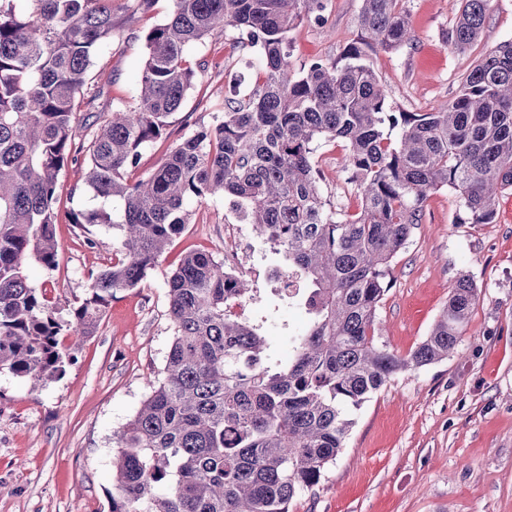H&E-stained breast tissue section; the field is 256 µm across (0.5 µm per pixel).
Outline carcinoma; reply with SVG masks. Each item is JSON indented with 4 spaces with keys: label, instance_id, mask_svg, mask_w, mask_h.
<instances>
[{
    "label": "carcinoma",
    "instance_id": "obj_1",
    "mask_svg": "<svg viewBox=\"0 0 512 512\" xmlns=\"http://www.w3.org/2000/svg\"><path fill=\"white\" fill-rule=\"evenodd\" d=\"M359 41L340 61L292 66L291 32L322 18L326 0H171L145 35L140 90L129 106L97 105L87 79L117 28L112 0H0V373L43 385L60 378L116 293L137 287L190 223V205L228 197L255 234L280 243L305 283L310 321L278 356L265 325L227 313L248 280L209 252L185 255L166 281L173 340L162 377L114 433L111 512H289L336 460L358 407L394 376L456 350L476 302L463 276L429 335L401 356L375 341L394 258L430 193L452 189L461 222L492 224L512 188V40L483 56L456 98L435 112H396L365 49L411 40L402 0H361ZM449 46L479 38L490 0H462ZM234 29L259 48L261 69L214 124L130 180L142 147L162 138L198 73L187 49ZM99 121L76 141L77 114ZM346 142L359 212L337 216L320 188L321 139ZM87 162L86 183L120 198L114 216L74 224L119 231L112 264L60 321L32 287L30 261L56 265L57 182Z\"/></svg>",
    "mask_w": 512,
    "mask_h": 512
}]
</instances>
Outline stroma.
Masks as SVG:
<instances>
[{
    "mask_svg": "<svg viewBox=\"0 0 512 512\" xmlns=\"http://www.w3.org/2000/svg\"><path fill=\"white\" fill-rule=\"evenodd\" d=\"M170 0L121 23L90 69L115 106L137 95L146 57L144 36L163 22ZM361 0H328L325 17L291 34V61H337L360 34ZM412 31L399 49L370 52L369 62L398 112H432L459 93L479 58L512 38V0H491L479 41L453 51L448 32L461 0H404ZM190 64L208 62L163 138L141 150L134 177L151 172L189 132L213 123L232 98L227 80L258 72L256 47L229 29L186 52ZM344 141L324 140L315 157L328 208L360 210L362 199L344 168ZM85 167L66 166L58 178L56 269L31 263L34 287L59 298V317L85 298L90 273L110 264L117 237L101 224H72L74 213L120 209V200L93 197ZM450 189L432 193L420 224L395 258L391 286L377 307V343L408 355L428 335L463 276L477 301L467 331L448 359L396 376L360 407L335 462L319 483L296 496L290 512H512V190L496 200L491 224H464ZM238 218L227 198L193 207L191 224L173 238L142 283L117 293L99 328L87 337L65 374L39 388L0 374V512H111L114 433L135 414L164 367L173 328L166 280L189 251L224 257L228 227ZM96 239L88 247L87 239ZM273 314L268 333L278 354L291 345L282 326H307L294 307L255 304L249 319Z\"/></svg>",
    "mask_w": 512,
    "mask_h": 512,
    "instance_id": "35a3bbf8",
    "label": "stroma"
}]
</instances>
